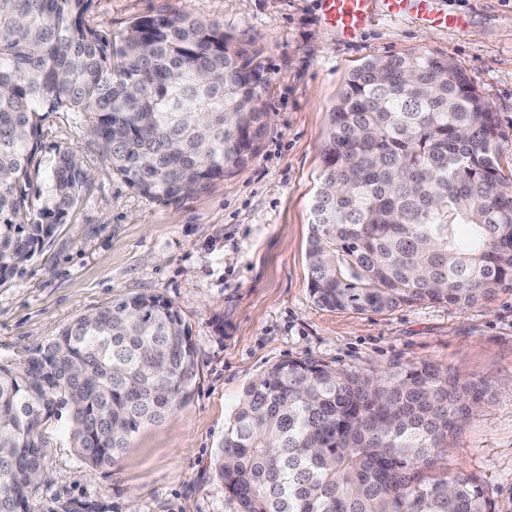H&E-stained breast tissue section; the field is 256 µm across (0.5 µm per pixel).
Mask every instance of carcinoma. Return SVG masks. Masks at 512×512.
<instances>
[{
  "instance_id": "cac0c4a2",
  "label": "carcinoma",
  "mask_w": 512,
  "mask_h": 512,
  "mask_svg": "<svg viewBox=\"0 0 512 512\" xmlns=\"http://www.w3.org/2000/svg\"><path fill=\"white\" fill-rule=\"evenodd\" d=\"M93 0H0V284L78 205L90 173L56 152L31 190L41 121L73 112L112 171L171 204L245 165L267 129L256 53L216 24L158 12L117 39ZM506 134L465 70L431 51L372 57L328 113L308 238L324 308L468 306L512 290ZM197 348L158 295L124 297L0 362V512H31L45 430L62 415L93 470L186 400ZM486 387L427 364L377 377L314 358L245 388L212 471L240 512H495L478 477L447 468L448 441Z\"/></svg>"
}]
</instances>
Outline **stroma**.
<instances>
[{
    "label": "stroma",
    "instance_id": "1",
    "mask_svg": "<svg viewBox=\"0 0 512 512\" xmlns=\"http://www.w3.org/2000/svg\"><path fill=\"white\" fill-rule=\"evenodd\" d=\"M373 19L348 36L323 0H93L87 24L112 34L164 10L187 13L249 45L269 111L257 155L229 177L171 204L149 201L114 174L70 112L41 123L48 167L76 150L91 180L82 200L21 274L0 285V361L55 336L73 318L135 294H156L185 317L198 350L190 397L134 434L107 470L82 462L67 417L46 429L47 482L32 512H239L210 459L243 388L272 364L313 356L339 369L385 373L423 362L486 384L487 396L448 450V473L476 475L512 512V291L470 307L420 303L384 313L328 310L310 295L307 241L323 169L327 114L349 71L375 56L430 50L474 79L508 135L512 171V0H431L457 29Z\"/></svg>",
    "mask_w": 512,
    "mask_h": 512
}]
</instances>
